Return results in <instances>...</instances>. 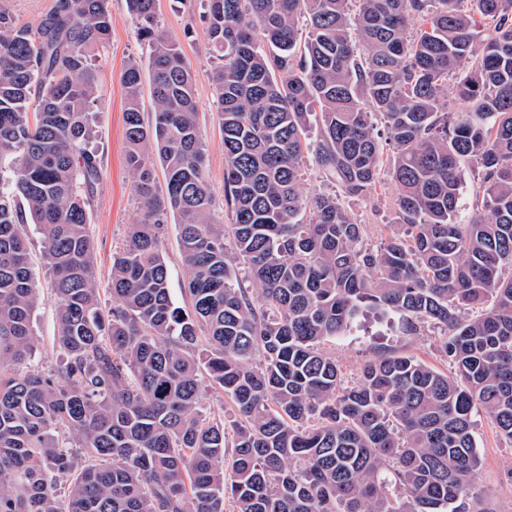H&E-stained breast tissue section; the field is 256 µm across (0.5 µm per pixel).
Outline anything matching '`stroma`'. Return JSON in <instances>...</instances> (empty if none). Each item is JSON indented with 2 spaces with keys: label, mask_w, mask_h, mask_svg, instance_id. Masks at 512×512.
Wrapping results in <instances>:
<instances>
[{
  "label": "stroma",
  "mask_w": 512,
  "mask_h": 512,
  "mask_svg": "<svg viewBox=\"0 0 512 512\" xmlns=\"http://www.w3.org/2000/svg\"><path fill=\"white\" fill-rule=\"evenodd\" d=\"M112 31L107 46L100 50L94 64L100 96L94 107L93 137L89 143L101 161V177L90 204V234L94 245V263L101 301L111 305L110 277L112 253L123 245L129 227L140 218L132 178L126 164L124 136L125 89L122 74L130 60L143 68L142 92H151L149 57L137 35L127 0H109ZM201 0H156V17L169 36L176 40L194 72V93L198 122L206 148L209 188L214 198L213 219L219 224L231 221V211L224 200V138L220 115L214 99L213 59L209 40L201 19ZM396 188L382 181L362 197L344 199L345 209L367 227L371 245L385 242L392 234L390 203ZM31 267L35 277L38 303L33 312L35 345L28 361L37 369L54 367L59 358L58 320L51 278L44 259L42 236L34 225H26ZM329 349L340 361L347 377H354L359 365L380 354L412 356L449 372L451 364L440 349V332L426 330L420 336H401L385 324L368 320L347 335L330 343ZM473 434L481 458L477 489L489 512H512V481L506 474L512 469V441L502 437L483 415L475 414Z\"/></svg>",
  "instance_id": "1"
}]
</instances>
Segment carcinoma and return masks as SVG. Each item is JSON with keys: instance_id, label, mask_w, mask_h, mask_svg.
<instances>
[{"instance_id": "obj_1", "label": "carcinoma", "mask_w": 512, "mask_h": 512, "mask_svg": "<svg viewBox=\"0 0 512 512\" xmlns=\"http://www.w3.org/2000/svg\"><path fill=\"white\" fill-rule=\"evenodd\" d=\"M127 4L154 121L133 60L124 124L141 219L112 255L107 310L87 143L108 0H55L34 31L0 6V175L15 191L0 195V512H486L473 413L512 440V0H207L225 229L192 66L155 0ZM309 153L348 197L386 172L399 233L367 245L338 196L304 191ZM470 161L483 190L465 218ZM172 216L188 307L169 288ZM29 223L57 299L60 362L47 371L26 366ZM369 311L410 336L441 330L455 376L383 354L346 382L323 345ZM203 371L233 424L202 415Z\"/></svg>"}]
</instances>
